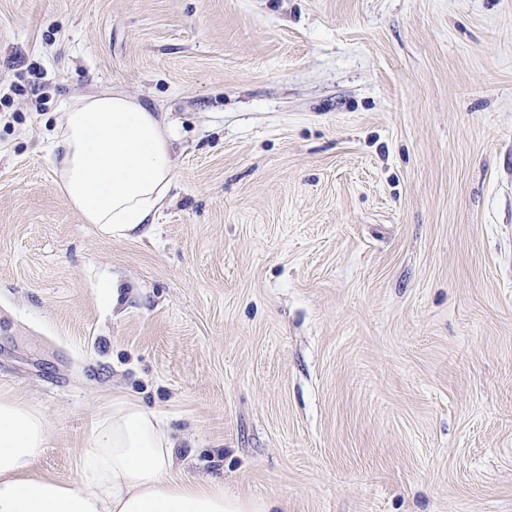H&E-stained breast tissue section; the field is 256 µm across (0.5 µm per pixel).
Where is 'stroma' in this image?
Instances as JSON below:
<instances>
[{
    "label": "stroma",
    "mask_w": 512,
    "mask_h": 512,
    "mask_svg": "<svg viewBox=\"0 0 512 512\" xmlns=\"http://www.w3.org/2000/svg\"><path fill=\"white\" fill-rule=\"evenodd\" d=\"M112 89L178 131L127 240L43 150ZM0 397L75 486L133 397L279 512H512V0H0Z\"/></svg>",
    "instance_id": "35a3bbf8"
}]
</instances>
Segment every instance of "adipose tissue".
<instances>
[{"instance_id": "adipose-tissue-1", "label": "adipose tissue", "mask_w": 512, "mask_h": 512, "mask_svg": "<svg viewBox=\"0 0 512 512\" xmlns=\"http://www.w3.org/2000/svg\"><path fill=\"white\" fill-rule=\"evenodd\" d=\"M176 127L120 91L65 106L47 144L63 198L111 238L137 235L161 208L175 176ZM79 459L80 487L36 479L46 446L41 413L0 398V512H275L272 499H244L219 485L177 479L173 442L157 414L132 398L96 417Z\"/></svg>"}]
</instances>
